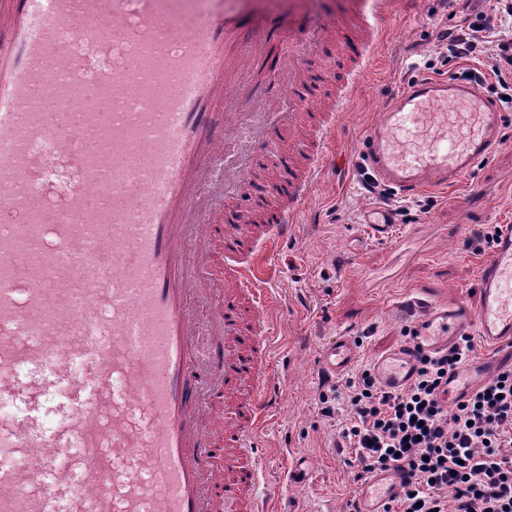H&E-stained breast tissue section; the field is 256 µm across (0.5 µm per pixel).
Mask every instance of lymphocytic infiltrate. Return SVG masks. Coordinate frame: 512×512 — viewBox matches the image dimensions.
Listing matches in <instances>:
<instances>
[{
	"instance_id": "1",
	"label": "lymphocytic infiltrate",
	"mask_w": 512,
	"mask_h": 512,
	"mask_svg": "<svg viewBox=\"0 0 512 512\" xmlns=\"http://www.w3.org/2000/svg\"><path fill=\"white\" fill-rule=\"evenodd\" d=\"M491 16L441 30L438 44L457 65L455 78L474 87L494 81L512 92V41L487 51ZM491 53L489 69L476 65ZM476 349L465 334L450 347L420 353L410 381L399 390L384 387L374 369L348 378L346 399L353 410L341 428L352 448L362 482L379 472L401 477L382 512H512V365L469 396L448 407V376Z\"/></svg>"
}]
</instances>
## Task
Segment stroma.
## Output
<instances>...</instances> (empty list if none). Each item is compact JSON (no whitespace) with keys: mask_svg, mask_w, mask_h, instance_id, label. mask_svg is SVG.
<instances>
[{"mask_svg":"<svg viewBox=\"0 0 512 512\" xmlns=\"http://www.w3.org/2000/svg\"><path fill=\"white\" fill-rule=\"evenodd\" d=\"M249 10L271 18L336 21L351 0H248ZM497 12V0H397L382 20V36L368 70L340 112L328 157L303 201L286 240L264 273L276 315L270 375L282 393L276 413L262 432L266 468L260 489L284 496L295 512H348L359 485L344 463L338 429L319 411L321 394L335 392L341 419L352 415L344 377H331L320 364L321 349L336 336L358 341L356 368L369 367L405 342L425 304L475 305L484 256L475 255V230L512 224V104L497 153L458 184L372 199L361 185L363 140L376 115L406 86L420 78H448L455 63L434 72L436 35L457 25L472 10ZM308 78H319L318 102H335L347 81L349 62L343 39L328 40L311 57ZM288 141L273 134L250 157V174L263 189L281 182L279 156ZM406 207L395 217V237L372 241L367 215L376 209ZM314 462L304 484L288 481L298 458Z\"/></svg>","mask_w":512,"mask_h":512,"instance_id":"35a3bbf8","label":"stroma"}]
</instances>
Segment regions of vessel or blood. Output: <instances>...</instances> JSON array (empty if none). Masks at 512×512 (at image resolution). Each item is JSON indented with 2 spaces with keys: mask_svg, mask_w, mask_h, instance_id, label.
Returning a JSON list of instances; mask_svg holds the SVG:
<instances>
[{
  "mask_svg": "<svg viewBox=\"0 0 512 512\" xmlns=\"http://www.w3.org/2000/svg\"><path fill=\"white\" fill-rule=\"evenodd\" d=\"M237 2L0 0V15L27 18L20 33L0 30V213L15 217L0 225V400L30 408L0 423V454L12 456L0 465V512H263L260 426L279 391L265 366L274 328L262 269L323 166L336 113L313 106L295 45L288 97L309 134L303 164L284 159L275 187L287 206L247 235L236 213L201 212L194 198L216 172L225 193H252L244 157L268 117L239 100L273 93L245 79L252 33L273 26ZM390 5L354 0L342 33L355 71ZM78 26L83 47L70 41ZM78 96L90 109H72ZM504 123L469 83L419 79L379 113L365 164L404 194L453 185L494 155ZM365 228L382 242L395 226L377 211ZM217 240L239 258L225 269L236 288L224 295L221 336L203 344L193 300L211 286ZM479 282L476 306H425L415 338L376 366L385 387L402 388L419 352L454 336L512 350V224ZM355 358L346 336L321 364L336 377ZM496 372L494 355L464 365L448 381L449 404ZM57 382L70 399L48 431L38 413ZM223 399L233 410L220 421ZM399 481L373 477L358 491L360 512H380Z\"/></svg>",
  "mask_w": 512,
  "mask_h": 512,
  "instance_id": "vessel-or-blood-1",
  "label": "vessel or blood"
}]
</instances>
